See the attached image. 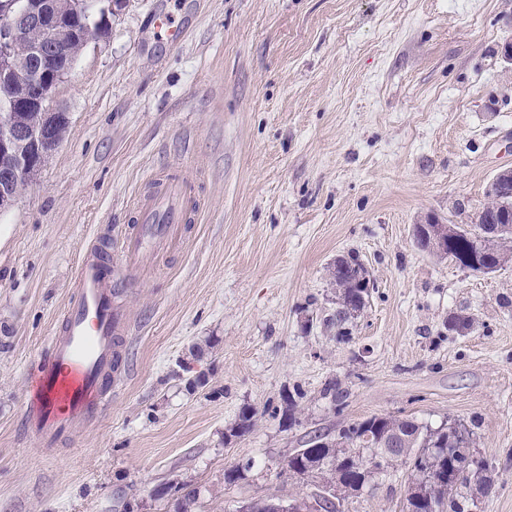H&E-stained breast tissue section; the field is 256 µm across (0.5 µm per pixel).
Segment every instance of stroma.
<instances>
[{"label": "stroma", "mask_w": 512, "mask_h": 512, "mask_svg": "<svg viewBox=\"0 0 512 512\" xmlns=\"http://www.w3.org/2000/svg\"><path fill=\"white\" fill-rule=\"evenodd\" d=\"M507 42L512 0H126L55 90L64 139L0 213V512H175L181 485L192 512L307 496L288 455L381 414L469 426L492 466L473 512H512V263L469 272L412 235L472 225L512 168ZM159 170L206 207L180 251L124 272L130 375L44 449L21 419L78 259ZM350 251L375 289L342 341L323 320ZM406 491L399 465L344 510L402 512Z\"/></svg>", "instance_id": "35a3bbf8"}]
</instances>
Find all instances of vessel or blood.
<instances>
[{
	"label": "vessel or blood",
	"instance_id": "1",
	"mask_svg": "<svg viewBox=\"0 0 512 512\" xmlns=\"http://www.w3.org/2000/svg\"><path fill=\"white\" fill-rule=\"evenodd\" d=\"M200 205L188 181L158 178L134 203V222L123 228L120 263L136 269L147 248L178 250L185 243V224ZM112 264L99 247L89 246L73 279V293L58 330L49 338L40 363L36 399L23 415L26 431L47 448L68 440L77 425L88 424L111 405L122 379L115 365L132 330L125 309L116 301Z\"/></svg>",
	"mask_w": 512,
	"mask_h": 512
}]
</instances>
